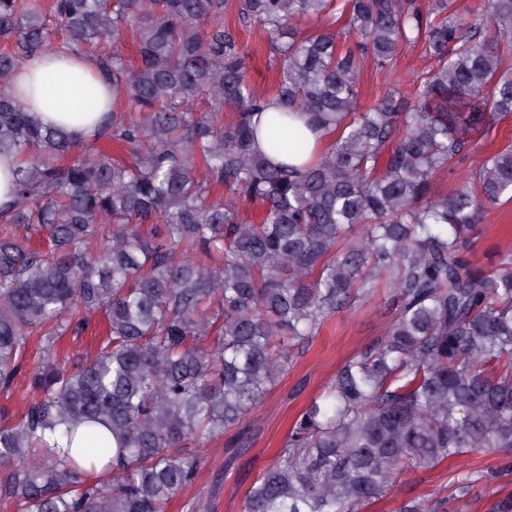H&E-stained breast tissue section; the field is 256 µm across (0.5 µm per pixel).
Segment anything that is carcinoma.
<instances>
[{
  "label": "carcinoma",
  "instance_id": "1",
  "mask_svg": "<svg viewBox=\"0 0 512 512\" xmlns=\"http://www.w3.org/2000/svg\"><path fill=\"white\" fill-rule=\"evenodd\" d=\"M226 0H0V145L16 149L14 209L0 211V389L31 334L54 343L103 311L108 336L83 364L29 376L25 415L0 427V499L16 512H167L191 485L194 448L234 430L328 317L389 287L381 338L346 359L291 424L243 512H364L398 480L475 450L512 451V250L465 252L484 204L512 199V148L464 185L433 180L468 151L485 116L512 114V0L470 20L450 0H239L278 56L271 93L253 91ZM344 18L335 26L336 16ZM321 27L298 34L295 22ZM132 32L137 65L116 50ZM434 60L360 107L361 61L390 68L408 44ZM94 54L112 85L100 137L82 146L18 111L15 69L48 50ZM274 97L328 138L303 170L255 150L253 118ZM204 99L208 110L197 109ZM259 204V222L242 205ZM46 234L50 249L21 232ZM109 428L112 466L86 469L61 445ZM410 500L399 512H438Z\"/></svg>",
  "mask_w": 512,
  "mask_h": 512
}]
</instances>
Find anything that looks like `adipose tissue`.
I'll use <instances>...</instances> for the list:
<instances>
[{
  "mask_svg": "<svg viewBox=\"0 0 512 512\" xmlns=\"http://www.w3.org/2000/svg\"><path fill=\"white\" fill-rule=\"evenodd\" d=\"M9 93L19 111L82 142L94 137L112 107V88L97 79L95 61L87 55L63 58L46 52L28 59L13 73ZM281 112L278 101L267 100L258 116L255 147L276 160L304 165L313 151L323 150L322 133Z\"/></svg>",
  "mask_w": 512,
  "mask_h": 512,
  "instance_id": "adipose-tissue-1",
  "label": "adipose tissue"
}]
</instances>
